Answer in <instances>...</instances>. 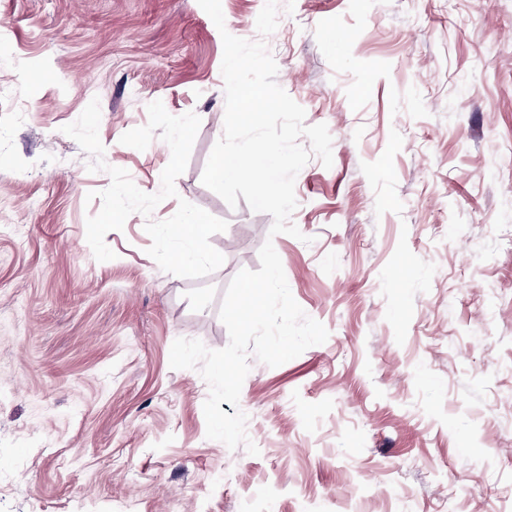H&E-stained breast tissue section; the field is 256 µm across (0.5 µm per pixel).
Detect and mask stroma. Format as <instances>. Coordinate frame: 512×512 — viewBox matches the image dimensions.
Here are the masks:
<instances>
[{
    "label": "stroma",
    "mask_w": 512,
    "mask_h": 512,
    "mask_svg": "<svg viewBox=\"0 0 512 512\" xmlns=\"http://www.w3.org/2000/svg\"><path fill=\"white\" fill-rule=\"evenodd\" d=\"M0 0V512H512V0ZM264 40L277 83L326 124L332 167L298 173L291 220L201 177L223 134L222 32ZM99 100L108 165L158 192L171 158L121 136L161 101L200 127L177 197L106 234V172L62 133ZM187 200L224 219L200 279L148 255ZM272 240L329 332L238 405L258 447L208 439L209 386L175 339L229 334L224 292Z\"/></svg>",
    "instance_id": "obj_1"
}]
</instances>
